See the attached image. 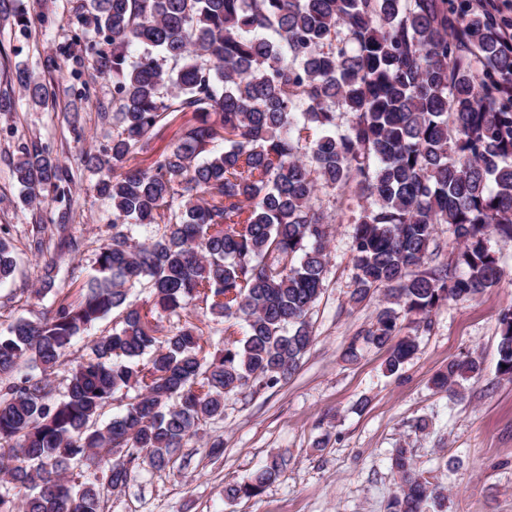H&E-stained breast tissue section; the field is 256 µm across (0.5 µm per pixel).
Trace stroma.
I'll return each mask as SVG.
<instances>
[{"instance_id": "35a3bbf8", "label": "stroma", "mask_w": 512, "mask_h": 512, "mask_svg": "<svg viewBox=\"0 0 512 512\" xmlns=\"http://www.w3.org/2000/svg\"><path fill=\"white\" fill-rule=\"evenodd\" d=\"M0 10L8 14L0 21V90L17 102L16 112L0 114V225L9 230L16 260L14 275L0 283L3 329L14 318L37 321L75 300L112 232V205L92 191L83 156L104 140L97 112L111 105L113 85L111 77L97 76L91 52L77 43L80 26L70 0H0ZM17 13L25 26L15 24ZM49 59L55 68H46ZM18 67L47 84V107L32 106L10 83ZM76 98L83 107L79 139L66 122V106ZM30 139L57 152L79 189L37 208L20 201L12 168L20 143ZM321 205L334 222L324 290L310 314L314 340L300 368L275 387L227 394L223 419L206 434L223 440L220 454H209L206 436L191 438L166 470L142 466L126 487L109 493L104 512H389L398 492L391 457L401 446L412 450L416 470L443 488L439 512H512V381L500 374L497 353L499 318L512 308V240L490 237L503 273L483 295L448 301L427 324L403 317V332L418 349L390 375L387 351L362 340L381 293L358 304L350 300L355 214L341 211L329 192ZM64 209L71 216L67 232L83 247L75 256L51 248L55 286L38 296L42 266L27 239L33 225L52 223ZM354 340L360 356L345 361L343 351ZM466 357L478 361L477 375L448 392L432 385L448 361ZM422 418L429 428L420 433L415 424ZM278 453L287 467L261 495L225 498V486Z\"/></svg>"}]
</instances>
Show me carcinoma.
<instances>
[{"mask_svg": "<svg viewBox=\"0 0 512 512\" xmlns=\"http://www.w3.org/2000/svg\"><path fill=\"white\" fill-rule=\"evenodd\" d=\"M77 2L86 47L101 35L108 45L96 72L114 84L112 111L97 113L112 137L84 160L112 202V234L76 300L0 330V479L25 490L1 494L0 512H101L104 491L144 463L165 469L221 418L224 395L297 371L327 263L320 191L341 207L354 194L369 200L353 231L350 299L384 292L365 340L389 347L390 373L417 350L402 315L427 320L486 292L500 277L489 236L512 239V110L494 94L512 78V48L483 14L448 0ZM134 43L145 46L136 59ZM15 78L33 104H48L31 72ZM174 113L190 115L175 143L137 161ZM13 175L29 206L76 183L35 140ZM439 224L457 252L430 266ZM50 239L40 224L28 241L44 260L37 295L55 286ZM14 270L1 236L0 280ZM136 284L149 301L128 300ZM196 301L224 323L213 353L190 320ZM116 310L119 326L68 358L72 340ZM499 327V371L512 378L511 308ZM477 371L453 360L433 383L449 391ZM117 400L124 409L100 425ZM286 466L273 455L224 496H258ZM391 466L390 512H427L444 498L409 449H395Z\"/></svg>", "mask_w": 512, "mask_h": 512, "instance_id": "obj_1", "label": "carcinoma"}]
</instances>
